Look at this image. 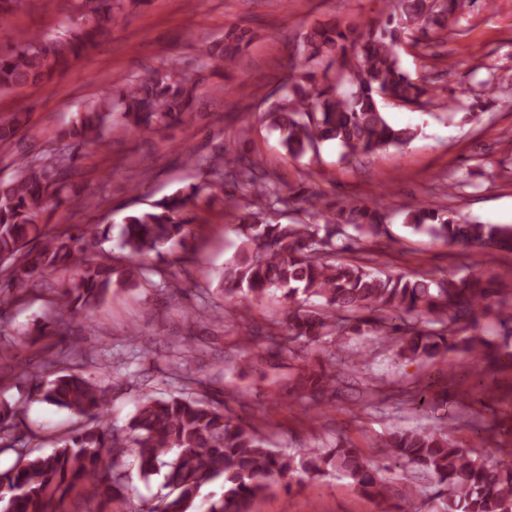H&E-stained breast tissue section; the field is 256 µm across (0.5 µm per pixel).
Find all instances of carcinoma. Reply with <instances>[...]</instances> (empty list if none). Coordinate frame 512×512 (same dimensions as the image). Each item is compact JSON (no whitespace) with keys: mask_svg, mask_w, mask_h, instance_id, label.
Wrapping results in <instances>:
<instances>
[{"mask_svg":"<svg viewBox=\"0 0 512 512\" xmlns=\"http://www.w3.org/2000/svg\"><path fill=\"white\" fill-rule=\"evenodd\" d=\"M25 0H0V28L23 7ZM385 24L375 28L360 22L342 29L338 24L310 28L291 52L292 74L280 85L281 97L264 117L280 132L293 157L316 152L334 141L343 158L371 154L389 145L413 141L417 129L391 125L380 100L425 108L434 96L425 81L400 66L396 46L403 33L426 32L448 13V3L431 0H388ZM113 23L112 0L101 3L86 18L74 21L62 36L20 32L9 48L0 50V93L50 81L72 61L92 49L95 39ZM224 53L210 57L220 70L234 69L242 36H224ZM327 59L332 76L317 79L309 64ZM195 88L177 68L127 80L109 95L87 100L71 125L61 131L65 149L36 161L17 164L14 176L0 182V315L22 300L37 277L69 273L62 288L63 311L70 314L101 304L112 288L149 284L161 291L180 283L148 277L151 260L163 252L187 250L193 235L186 217L188 204L212 195L215 186L243 187L258 210L238 217L227 231L239 238L234 255L219 272L218 292L231 299L240 294L256 299L281 290L288 298L282 322L284 343L302 341L324 349L328 365L303 369L293 390L315 397L336 388L337 365L352 358L346 341L352 335L374 334L390 343L396 360L418 361L457 350L478 366L493 357L489 331L479 314L494 313L496 325L512 334V306L500 300L511 273L484 271L490 263L484 249L512 251V227L501 224H462L431 206L401 210L403 222L426 230L443 242L460 246L474 257L473 271L460 278L431 274L390 275L364 261L336 259L349 249L343 241L387 233L386 214L378 204L358 199L331 200L321 194L285 191L277 175L246 155L214 153L205 159L209 179L161 199L151 208L124 219L120 247L127 263L96 250L109 229L96 224L72 233L46 230L41 223L48 209L69 201L68 180L78 150L107 144L106 133L150 129L162 132L182 124L195 112ZM23 125L22 114L0 120V153H9ZM301 212L303 221L284 224L288 212ZM43 239L37 249L28 244ZM322 300L317 311L294 306L298 295ZM247 344L227 358L225 371L253 359L254 328L240 324ZM57 367L52 380L35 384L41 400L82 417L84 422L58 436L49 454L40 448H20L17 461L0 473V512H66L65 501L77 492L73 512H106V506L127 491L129 474L123 458L131 454L139 476L149 478L166 469L168 492L139 512H251L277 476L300 471L309 476L334 471L350 478L368 497H380L387 482L368 470L359 449L346 440L307 458L268 447L254 427H245L225 413L224 403L205 392H180L167 398L146 394L128 429L102 424L108 395L98 382L69 366V357L48 361ZM20 407L0 401V441L18 427ZM390 459L429 475L439 488L441 512H512V462L489 463L470 447L450 440L445 428L396 430L382 441ZM220 479L222 492L200 498L205 485Z\"/></svg>","mask_w":512,"mask_h":512,"instance_id":"carcinoma-1","label":"carcinoma"}]
</instances>
